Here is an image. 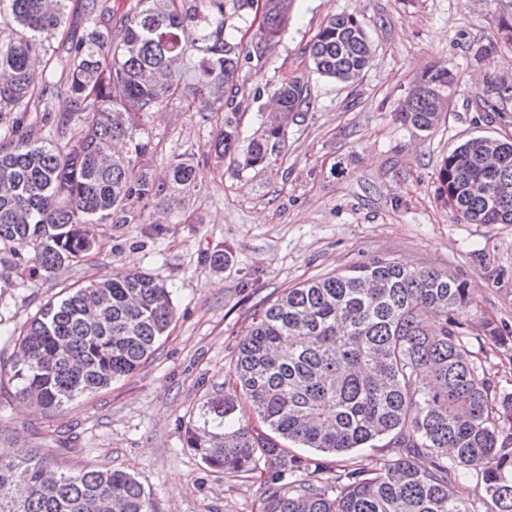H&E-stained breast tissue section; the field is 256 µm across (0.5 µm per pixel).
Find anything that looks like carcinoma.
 I'll use <instances>...</instances> for the list:
<instances>
[{
  "mask_svg": "<svg viewBox=\"0 0 512 512\" xmlns=\"http://www.w3.org/2000/svg\"><path fill=\"white\" fill-rule=\"evenodd\" d=\"M0 0V244L9 268L31 250L33 271L53 273L99 246L103 224H145L194 187L192 157L173 156L164 177L151 161L153 114L180 100L222 112L209 153L260 166L288 123L308 111V85L292 79L270 99L258 137L240 151L233 105L241 51L224 37L251 0H84L87 27L64 42L72 109L50 112L58 81L34 60L53 48L67 0ZM296 0H265L254 45L262 59ZM373 50L353 15L327 19L313 70L355 83ZM453 81L438 66L398 118L429 132L448 111ZM439 196L467 224H512V141L474 137L448 154ZM467 280L378 258L284 291L250 315L233 360L232 388L210 396L186 427V444L211 470L264 476V512H475L453 481L472 477L484 512H512V393L497 389L471 338L503 333L477 319ZM175 317L171 291L151 274L117 272L45 303L19 331L15 395L60 415L74 400L134 373ZM396 455L336 471L324 456L373 448ZM426 456L422 469L414 459ZM0 512H156L140 482L118 469L57 467L34 454L0 460Z\"/></svg>",
  "mask_w": 512,
  "mask_h": 512,
  "instance_id": "obj_1",
  "label": "carcinoma"
}]
</instances>
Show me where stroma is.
Returning a JSON list of instances; mask_svg holds the SVG:
<instances>
[{
    "label": "stroma",
    "mask_w": 512,
    "mask_h": 512,
    "mask_svg": "<svg viewBox=\"0 0 512 512\" xmlns=\"http://www.w3.org/2000/svg\"><path fill=\"white\" fill-rule=\"evenodd\" d=\"M335 14L357 16L373 46L352 85L312 69L316 35ZM486 44L491 55L478 59ZM443 65L455 76L446 116L430 132L403 125L401 104ZM294 78L307 84L310 109L263 165L199 162L176 214L102 225L100 248L81 265L30 278L0 264V365L17 353L12 332L75 283L144 271L166 283L176 307L147 363L62 415L31 411L0 383V448L127 471L157 512H262L263 479L207 469L185 426L207 395L227 388L250 313L285 289L377 258L467 279L481 312L508 335L484 365L512 392V224L461 223L437 181L464 141L512 140V99L498 112L477 107L486 91L512 85V0H297L279 42L243 63L234 101L242 142L260 134L270 96ZM216 123L170 102L151 125L156 174L173 155L202 154ZM217 252L223 265L211 261Z\"/></svg>",
    "instance_id": "stroma-1"
}]
</instances>
